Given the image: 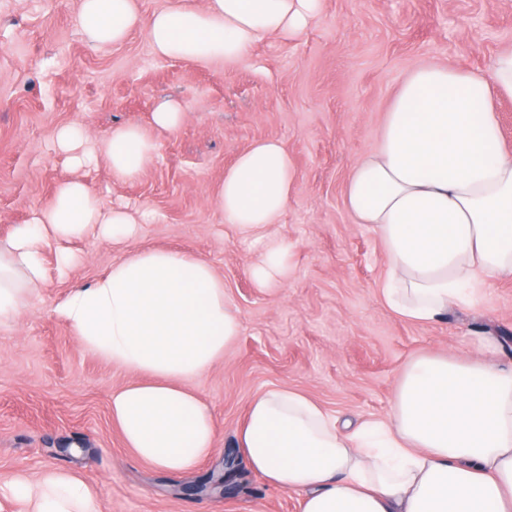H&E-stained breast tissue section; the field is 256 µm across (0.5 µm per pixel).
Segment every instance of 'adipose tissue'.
<instances>
[{"label": "adipose tissue", "instance_id": "1", "mask_svg": "<svg viewBox=\"0 0 512 512\" xmlns=\"http://www.w3.org/2000/svg\"><path fill=\"white\" fill-rule=\"evenodd\" d=\"M320 0H168L143 15L139 0H81L87 42L119 45L145 31L152 52L206 65L240 60L266 37H286L317 15ZM512 98V48L491 74L438 63L413 67L358 161L344 204L378 237L389 259L382 286L397 315L433 322L479 303L485 284L512 276V152L501 146L496 103ZM58 145L73 167L106 161L118 179L138 176L157 143L138 125L114 128L102 150L77 125ZM294 169L287 149L266 139L224 172L215 205L240 239L262 243L248 273L259 286L282 281L292 246L265 235L288 205ZM147 214L104 207L89 183H63L49 207L14 225L0 246V323L27 310L44 281V254L57 266L64 245L91 235L123 244ZM80 345L138 381L113 390L110 415L139 460L179 473L215 452L208 408L187 380L223 360L242 332L224 281L205 261L161 249L127 252L59 309ZM458 361L411 360L383 419L339 425L301 391L276 387L250 402L238 432L248 467L271 487L302 493V512H512V357L503 341L474 339ZM0 512H102L95 488L62 469L17 471L0 485Z\"/></svg>", "mask_w": 512, "mask_h": 512}]
</instances>
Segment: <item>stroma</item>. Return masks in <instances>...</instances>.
Returning <instances> with one entry per match:
<instances>
[{
	"label": "stroma",
	"mask_w": 512,
	"mask_h": 512,
	"mask_svg": "<svg viewBox=\"0 0 512 512\" xmlns=\"http://www.w3.org/2000/svg\"><path fill=\"white\" fill-rule=\"evenodd\" d=\"M78 8L79 0H0V241L76 177L55 145L57 128L82 125L99 144L137 124L158 144L144 171L118 180L102 161L88 182L104 204L149 213L134 248L210 263L242 333L223 362L189 382L212 414L216 455L191 472H159L125 448L110 417L112 391L135 373L84 349L56 312L123 251L92 236L74 242L81 260L62 278L48 250L38 299L0 324V481L20 469L73 470L95 486L103 512H300L299 494L268 487L235 450L256 394L297 388L339 419L384 417L413 357L467 356L472 337L488 330L512 341V278L433 323L393 314L380 296L387 259L343 203L409 70L487 69L512 46V0H322L302 31L262 39L236 64L205 66L155 56L140 31L119 46H91ZM169 100L185 110L173 132L153 120ZM269 138L284 144L295 172L269 229L294 251L276 290L251 280L262 248L226 230L214 204L225 169ZM210 470L224 471L230 494L186 492Z\"/></svg>",
	"instance_id": "stroma-1"
}]
</instances>
